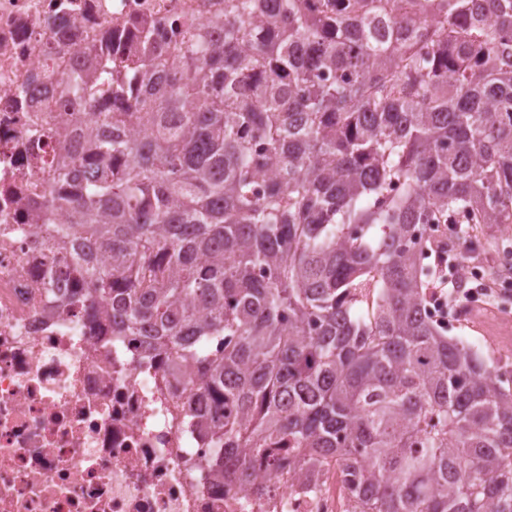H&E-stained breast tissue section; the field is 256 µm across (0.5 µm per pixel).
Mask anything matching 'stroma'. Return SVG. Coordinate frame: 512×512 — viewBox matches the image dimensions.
<instances>
[{
    "mask_svg": "<svg viewBox=\"0 0 512 512\" xmlns=\"http://www.w3.org/2000/svg\"><path fill=\"white\" fill-rule=\"evenodd\" d=\"M453 252L461 263L482 268L481 278L467 279L466 287L482 281L500 283L501 289L489 306L469 301L461 313L456 304H449L452 320L447 334L470 346L488 366L506 371L512 379V274L503 267L505 257L512 255V226L463 225Z\"/></svg>",
    "mask_w": 512,
    "mask_h": 512,
    "instance_id": "1",
    "label": "stroma"
}]
</instances>
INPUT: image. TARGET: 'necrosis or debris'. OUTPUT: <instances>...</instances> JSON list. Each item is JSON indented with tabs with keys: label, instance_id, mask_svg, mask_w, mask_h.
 <instances>
[{
	"label": "necrosis or debris",
	"instance_id": "obj_1",
	"mask_svg": "<svg viewBox=\"0 0 512 512\" xmlns=\"http://www.w3.org/2000/svg\"><path fill=\"white\" fill-rule=\"evenodd\" d=\"M70 1L0 0V512H359L333 460L216 480L205 400L167 366L138 368L108 309L68 307L74 256L30 206L47 180L37 135L82 109L61 77L108 37L132 58L141 31L175 48L224 17V0Z\"/></svg>",
	"mask_w": 512,
	"mask_h": 512
}]
</instances>
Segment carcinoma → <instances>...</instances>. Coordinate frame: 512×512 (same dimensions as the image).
<instances>
[{
    "label": "carcinoma",
    "instance_id": "obj_1",
    "mask_svg": "<svg viewBox=\"0 0 512 512\" xmlns=\"http://www.w3.org/2000/svg\"><path fill=\"white\" fill-rule=\"evenodd\" d=\"M266 2L224 0L175 67L144 36L62 77L85 134L33 205L65 215L70 304L205 395L230 486L291 450L362 512H512V390L427 316L412 240L512 224V0Z\"/></svg>",
    "mask_w": 512,
    "mask_h": 512
}]
</instances>
